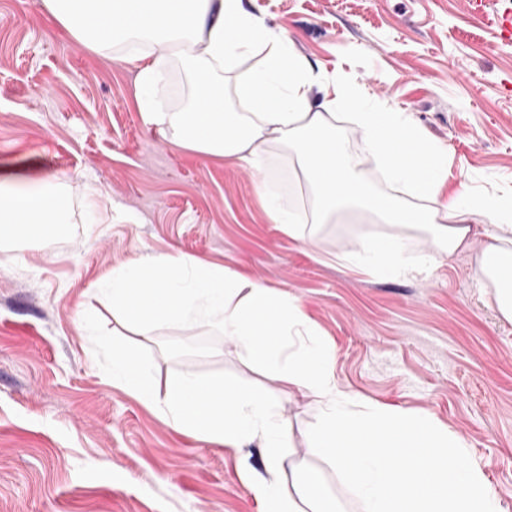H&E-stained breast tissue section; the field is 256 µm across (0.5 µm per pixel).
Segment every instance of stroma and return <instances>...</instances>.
<instances>
[{"label":"stroma","instance_id":"stroma-1","mask_svg":"<svg viewBox=\"0 0 512 512\" xmlns=\"http://www.w3.org/2000/svg\"><path fill=\"white\" fill-rule=\"evenodd\" d=\"M318 75L408 113L446 148L443 198L460 188L512 196V44L495 22L503 0H244ZM191 76L170 56L156 88L178 111ZM288 166L285 210L309 209L311 186L295 151L263 169L177 147L145 126L136 66L79 43L41 0H0V174L58 184L65 235L0 253V512H259L239 458L261 465L258 442L235 451L175 431L99 368L81 326L94 312L122 334L99 291L113 268L160 254L220 264L242 281L296 299L330 343L340 388L382 406L434 414L461 436L502 512H512V321L492 279L474 267L488 243L446 256L424 233L388 224L409 249L434 254L429 275L372 276L343 254L360 246L355 215L315 237L275 224L262 184ZM212 337L208 327L138 337L157 378L173 370L228 371L259 384L242 350L214 337L209 356L172 359L167 339ZM291 427L282 468L306 458L309 398L276 384Z\"/></svg>","mask_w":512,"mask_h":512}]
</instances>
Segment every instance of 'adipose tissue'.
Segmentation results:
<instances>
[{
  "mask_svg": "<svg viewBox=\"0 0 512 512\" xmlns=\"http://www.w3.org/2000/svg\"><path fill=\"white\" fill-rule=\"evenodd\" d=\"M73 36L96 50L118 43L133 47L139 110L146 124L172 130L175 145L206 156H231L259 169L269 141L291 146L313 192L310 221L328 224L356 208L379 223L426 232L435 245L454 253L476 231L490 244L478 259L477 278L512 266L500 242L512 234V198L462 191L445 202L437 197L447 156L426 139L409 116L360 97L344 83L312 101L316 77L285 34L267 29L243 0H43ZM191 71L194 94L178 112L156 109L155 90L169 52ZM260 54L259 63L235 70V62ZM233 73L241 111L228 109L217 70ZM345 111L363 134L365 148L384 163L391 191L370 190L346 164V141L336 134ZM65 199L58 190H17L0 181V248L39 244L64 231ZM375 276L400 279L429 270L435 259L410 254L402 238L383 236L348 255Z\"/></svg>",
  "mask_w": 512,
  "mask_h": 512,
  "instance_id": "1",
  "label": "adipose tissue"
}]
</instances>
